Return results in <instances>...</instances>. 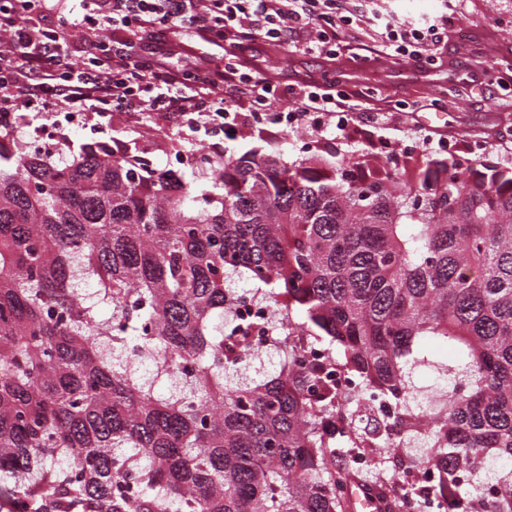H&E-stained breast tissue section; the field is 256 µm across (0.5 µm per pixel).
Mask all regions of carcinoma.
Returning a JSON list of instances; mask_svg holds the SVG:
<instances>
[{
	"mask_svg": "<svg viewBox=\"0 0 512 512\" xmlns=\"http://www.w3.org/2000/svg\"><path fill=\"white\" fill-rule=\"evenodd\" d=\"M146 156L0 147L10 512H346L360 448L417 449L372 499L512 512V167L259 147L200 156L191 185ZM240 281L288 330L245 379ZM430 341L455 361L443 410L412 379ZM371 398L394 414L362 427Z\"/></svg>",
	"mask_w": 512,
	"mask_h": 512,
	"instance_id": "cac0c4a2",
	"label": "carcinoma"
}]
</instances>
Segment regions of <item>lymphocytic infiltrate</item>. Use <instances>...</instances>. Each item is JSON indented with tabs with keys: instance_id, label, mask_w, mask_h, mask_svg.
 I'll use <instances>...</instances> for the list:
<instances>
[{
	"instance_id": "1",
	"label": "lymphocytic infiltrate",
	"mask_w": 512,
	"mask_h": 512,
	"mask_svg": "<svg viewBox=\"0 0 512 512\" xmlns=\"http://www.w3.org/2000/svg\"><path fill=\"white\" fill-rule=\"evenodd\" d=\"M343 0H88L75 19L70 0H0V126L13 127L23 111L50 114L65 107L96 118L128 112H155L194 130L208 124L243 131L276 113L283 94L264 72H244L238 51L244 40L269 41L298 51L337 58L351 44L337 30ZM55 16L56 27L33 26V17ZM120 29L128 41L100 43L98 52L72 67L56 47L76 23ZM223 42L227 60L220 69L198 61L191 74L173 71L164 60L183 24ZM389 48L419 57V41L439 43L440 27L423 21L408 27L379 20ZM236 88L249 105L234 110L225 93ZM363 111L335 89L304 93L286 120L297 127L327 122L346 130Z\"/></svg>"
}]
</instances>
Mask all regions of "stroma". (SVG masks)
Returning a JSON list of instances; mask_svg holds the SVG:
<instances>
[{"instance_id": "35a3bbf8", "label": "stroma", "mask_w": 512, "mask_h": 512, "mask_svg": "<svg viewBox=\"0 0 512 512\" xmlns=\"http://www.w3.org/2000/svg\"><path fill=\"white\" fill-rule=\"evenodd\" d=\"M378 12L407 23L422 18L444 22L432 64L424 66L392 51L365 62L342 56L332 64L324 55L291 53L263 41L245 42L244 55L288 88L283 110L298 106L299 88L333 84L376 111L411 109L408 132L364 121L343 132L327 128L316 135L266 123L243 135L193 138L158 116L148 122L116 117L94 131L68 127L60 140L74 150L85 144L134 143L149 148L155 168L175 169L179 150L195 145L242 151L258 144L280 147L284 161L292 165L318 149L323 137L331 139L329 152L336 158L365 149L381 161L410 143L437 151L436 140L442 137L454 143L455 157L476 149L491 163L512 166V0H365L359 12L349 15L344 34L354 43L377 45L371 16ZM176 41L179 48L168 59L171 68L200 58L223 66V44L205 41L190 28L181 30Z\"/></svg>"}]
</instances>
